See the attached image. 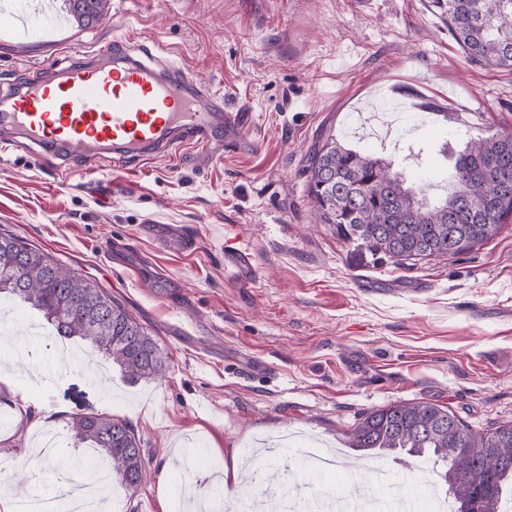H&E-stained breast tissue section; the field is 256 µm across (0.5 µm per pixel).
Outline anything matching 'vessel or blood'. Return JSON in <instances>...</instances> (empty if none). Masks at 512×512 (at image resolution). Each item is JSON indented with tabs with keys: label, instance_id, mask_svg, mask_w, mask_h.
Segmentation results:
<instances>
[{
	"label": "vessel or blood",
	"instance_id": "b4317fda",
	"mask_svg": "<svg viewBox=\"0 0 512 512\" xmlns=\"http://www.w3.org/2000/svg\"><path fill=\"white\" fill-rule=\"evenodd\" d=\"M17 41H24L36 15L51 6L5 0ZM252 120L228 112L218 94L170 60L156 57L149 43L123 39L89 54L83 65H53L48 79H31L0 100V145L43 148L48 164L77 153L94 169L104 146L118 158L148 161L168 157L193 142L212 151L215 142L244 144Z\"/></svg>",
	"mask_w": 512,
	"mask_h": 512
}]
</instances>
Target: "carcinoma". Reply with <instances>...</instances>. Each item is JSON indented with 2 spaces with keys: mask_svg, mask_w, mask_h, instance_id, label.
Instances as JSON below:
<instances>
[{
  "mask_svg": "<svg viewBox=\"0 0 512 512\" xmlns=\"http://www.w3.org/2000/svg\"><path fill=\"white\" fill-rule=\"evenodd\" d=\"M80 27L100 21L107 0H66ZM466 57L489 68L512 69V0H433ZM450 188L437 202L424 187L406 184L386 156L360 153L331 138L309 160L308 190L320 223L346 242L396 265L455 257L494 236L512 219V131L468 140L446 154ZM30 305L49 333L86 343L102 363L131 382L162 376L158 342L93 282L62 267L21 238L0 233V295ZM74 447L87 444L111 465L106 479L74 457L85 480L135 493L144 477L139 442L126 421L74 414L66 422ZM352 448L376 457L405 453L434 459L455 512H499L512 496V424L477 434L432 403L394 404L366 415Z\"/></svg>",
  "mask_w": 512,
  "mask_h": 512,
  "instance_id": "carcinoma-1",
  "label": "carcinoma"
}]
</instances>
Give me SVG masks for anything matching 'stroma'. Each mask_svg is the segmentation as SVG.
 I'll list each match as a JSON object with an SVG mask.
<instances>
[{"label": "stroma", "mask_w": 512, "mask_h": 512, "mask_svg": "<svg viewBox=\"0 0 512 512\" xmlns=\"http://www.w3.org/2000/svg\"><path fill=\"white\" fill-rule=\"evenodd\" d=\"M149 37L229 110L252 113V145L214 158L188 144L143 168L107 150L92 172L72 156L67 177L35 151L0 149V230L104 288L167 355L157 381L115 370L95 381L81 361L57 378L49 337L23 333L37 314L0 304L11 318L0 366L23 346L36 369L0 386V490L65 497L76 413L127 420L140 441L146 476L135 494L113 493L112 512H185L188 493L207 499L263 438L349 449L362 418L392 404L433 403L479 432L512 422V223L460 256L380 262L317 223L306 173L312 147L333 137L422 148L407 176L446 178L443 146L512 130V71L468 60L432 0H108L98 24L50 42H17L0 14V93ZM150 224L181 236L159 247ZM383 465L419 499L436 479L427 458ZM21 466L35 478L16 488ZM253 467L263 480L225 493L262 497L292 479L308 499L347 482L288 451Z\"/></svg>", "instance_id": "35a3bbf8"}]
</instances>
